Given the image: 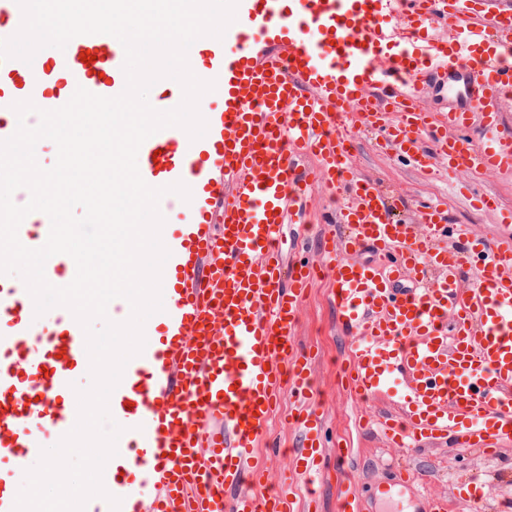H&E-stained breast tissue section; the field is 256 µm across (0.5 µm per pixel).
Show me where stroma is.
<instances>
[{"label": "stroma", "mask_w": 512, "mask_h": 512, "mask_svg": "<svg viewBox=\"0 0 512 512\" xmlns=\"http://www.w3.org/2000/svg\"><path fill=\"white\" fill-rule=\"evenodd\" d=\"M355 161L362 172L393 191L404 193L408 206L404 219L415 218L416 202L424 198L446 201L451 223L466 227L472 234L491 237L495 217L477 212L468 196L461 193L458 184L467 180V173L458 177L429 178L400 164L392 153L378 147L371 134L359 133L354 141ZM302 348L311 350L313 375L319 389V408L325 416L329 442H341L350 448L357 465L353 473L361 481L386 474L391 453L382 448L375 432L358 431L355 423L360 416L373 411L375 406H386V399L377 404L365 403L350 395L336 374V363L346 351L347 339L336 325V310L331 288L318 283L310 289L302 303L300 324L295 336ZM435 485L443 491L451 490L457 478L476 477L486 483L485 502L467 505L454 503L453 512H487L489 506L512 500V447L502 449L497 456L486 457L472 451L447 453L430 451L424 459Z\"/></svg>", "instance_id": "1"}]
</instances>
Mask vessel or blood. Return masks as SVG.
<instances>
[{
  "mask_svg": "<svg viewBox=\"0 0 512 512\" xmlns=\"http://www.w3.org/2000/svg\"><path fill=\"white\" fill-rule=\"evenodd\" d=\"M21 20L17 0H0V39ZM85 51L92 62L81 61ZM124 60L116 38L92 34L29 64L0 62V140L17 128L13 102L52 110L80 86L119 95ZM188 60L215 84L200 99L205 136L168 127L137 155L147 184L183 182L191 199L161 231L170 251L163 309L147 319L144 350L109 398L123 432L102 481L120 512H293L292 482L315 481L327 458L312 355L294 345L302 297L318 277L332 282L349 339L346 386L398 402L397 413L361 425L402 451L491 454L511 444L512 210L472 192L496 217L490 240L447 223L436 203L420 224L398 223L392 192L355 165L351 131H373L427 176L443 159L451 174L511 172L501 105L512 96V10L495 0H238L223 38L197 40ZM429 84L453 89L447 111L426 108ZM324 189L337 205L318 221L343 233L284 270L281 227L304 221ZM49 230L48 216L33 212L18 237L37 249ZM366 249L372 259H359ZM88 369L73 315L41 334L27 290L1 281L0 512L12 510L17 473L73 428L71 384ZM284 387L299 438L288 480L264 494L255 449ZM419 478L409 468L343 482L338 512H361L363 498L394 487L415 492ZM107 498L91 512H111Z\"/></svg>",
  "mask_w": 512,
  "mask_h": 512,
  "instance_id": "1",
  "label": "vessel or blood"
}]
</instances>
